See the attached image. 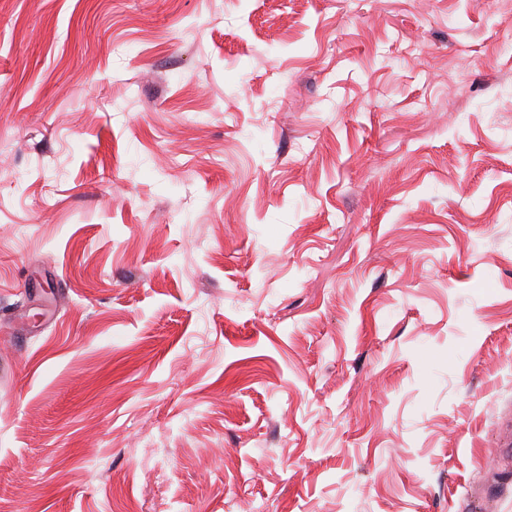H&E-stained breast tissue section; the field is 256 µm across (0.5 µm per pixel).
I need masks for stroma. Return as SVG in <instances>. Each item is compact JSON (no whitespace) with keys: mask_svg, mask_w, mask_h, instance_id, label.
<instances>
[{"mask_svg":"<svg viewBox=\"0 0 512 512\" xmlns=\"http://www.w3.org/2000/svg\"><path fill=\"white\" fill-rule=\"evenodd\" d=\"M511 430L512 0H0V512H512Z\"/></svg>","mask_w":512,"mask_h":512,"instance_id":"1","label":"stroma"}]
</instances>
